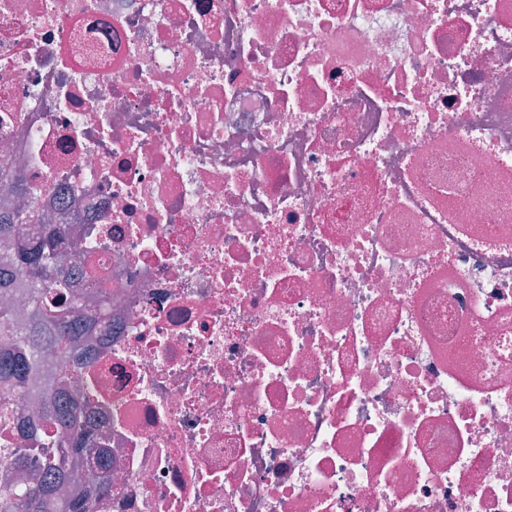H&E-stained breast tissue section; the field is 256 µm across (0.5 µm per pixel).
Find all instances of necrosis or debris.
I'll use <instances>...</instances> for the list:
<instances>
[{"mask_svg": "<svg viewBox=\"0 0 512 512\" xmlns=\"http://www.w3.org/2000/svg\"><path fill=\"white\" fill-rule=\"evenodd\" d=\"M1 164L93 512H512V0H0Z\"/></svg>", "mask_w": 512, "mask_h": 512, "instance_id": "1", "label": "necrosis or debris"}]
</instances>
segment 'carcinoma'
Here are the masks:
<instances>
[{
    "instance_id": "obj_1",
    "label": "carcinoma",
    "mask_w": 512,
    "mask_h": 512,
    "mask_svg": "<svg viewBox=\"0 0 512 512\" xmlns=\"http://www.w3.org/2000/svg\"><path fill=\"white\" fill-rule=\"evenodd\" d=\"M37 223L33 211L0 212V296L20 297L26 305L18 319L0 311V340L6 343L0 348V390L45 399L44 411L54 415L61 436L29 449L40 457L35 475L27 471L23 454H13L16 466L0 485V512H89L87 498L69 495L65 485L77 478L78 465L92 461L98 489L111 490V456L104 448L87 447L79 405L62 403L68 377L56 372V364L80 336V320L70 316L80 298L64 292L59 245L68 230L58 227L47 237L23 233V226Z\"/></svg>"
}]
</instances>
